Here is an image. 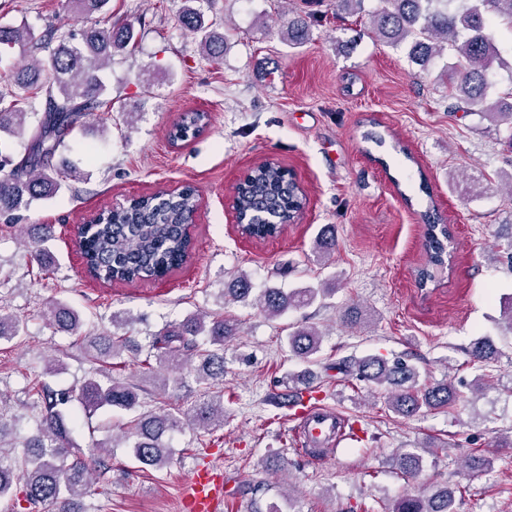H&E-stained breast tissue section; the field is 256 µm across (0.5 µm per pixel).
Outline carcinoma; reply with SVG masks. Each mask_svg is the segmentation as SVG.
Here are the masks:
<instances>
[{"instance_id": "cac0c4a2", "label": "carcinoma", "mask_w": 512, "mask_h": 512, "mask_svg": "<svg viewBox=\"0 0 512 512\" xmlns=\"http://www.w3.org/2000/svg\"><path fill=\"white\" fill-rule=\"evenodd\" d=\"M76 12L90 15L106 10L109 0H72ZM197 0H183L179 20L183 27L200 37L205 57L214 61L224 55V35L207 24ZM365 0H330L336 14L364 11ZM378 41L404 46L412 62L427 69L443 53L452 55L454 77L448 85V97L466 105L467 112L493 122L512 125V103L495 108L490 103L494 65H504L497 46L502 30L512 31V0H379V7L368 13ZM288 45L298 47L309 40L306 21L293 19L281 32ZM133 25L122 23L82 29L80 40L74 35L59 37L49 48L53 35L38 38L26 27H0V46L29 45L50 50L48 67L27 64L8 75L19 88L44 97L45 103L37 124L30 128L28 111L17 98L0 95V134L19 137L30 134L29 148L19 161L0 150V216L8 221L20 218L38 201L54 198L64 182L79 171L73 166L53 164L56 154L66 148L67 138L83 119L96 112L112 111L110 86L99 72L112 64V51L134 41ZM205 116L191 113L184 117L171 134L176 140L191 130L200 131ZM235 199L250 232L256 236L273 233L304 209L302 188L282 168L266 164L254 168L236 188ZM197 193L191 186L178 191L158 192L132 199L99 217L81 238V247L90 272L105 281L135 282L155 280L177 268L192 249L182 221L196 206ZM427 227L426 247L430 268L420 272L421 280L434 281V271L448 266L445 231L435 229L434 204L421 214ZM49 232L27 244L31 257L41 261L48 257ZM336 246L328 229L315 240L314 251L320 259L331 255ZM328 288H294L287 292L267 288L253 299L248 273L240 271L224 289V297L234 303L255 302L273 319L290 309L310 306L318 294ZM45 317L61 331L78 337L86 355L94 362L109 365L125 350L140 351L129 337L118 330L135 319L129 314L114 313L111 329L98 336L83 333V319L78 310L53 302ZM21 321L0 306V341L19 336ZM237 323L222 315L193 314L182 323L149 336L148 348L165 374L156 375L166 390L170 374L188 371L196 381L208 384L224 379V342L235 335ZM323 333L315 326L300 325L286 336L289 352L304 361H312L320 352ZM498 349L493 341L481 336L468 349L473 362L494 359ZM324 370L354 375L361 381L395 387L388 397V408L403 417L423 410L448 408L474 394L483 384L473 381L455 384L442 381L419 383L418 368L403 357L389 362L379 356L360 360L341 359L327 363ZM101 372L89 375L78 395L54 391L36 381L30 392L32 404L40 410L37 433L21 443L5 444L4 438L13 421L0 412V501L13 496L14 486L23 484L25 500L44 512H83L76 501L91 486V472L82 448L70 438L64 408L78 400L88 415L99 410L132 411L140 406L134 387L112 378H100ZM224 425V394L217 390L191 413L163 412L138 414L126 423L127 434L135 437L130 445L131 457L155 469L167 466L170 453L165 438L186 428L208 430ZM399 469L414 478L421 470V458L414 452L399 455ZM460 488L445 486L430 489L420 496H406L396 501L391 512H457L456 497Z\"/></svg>"}]
</instances>
